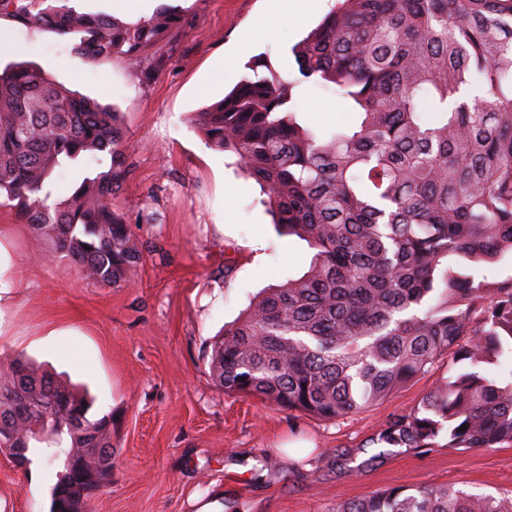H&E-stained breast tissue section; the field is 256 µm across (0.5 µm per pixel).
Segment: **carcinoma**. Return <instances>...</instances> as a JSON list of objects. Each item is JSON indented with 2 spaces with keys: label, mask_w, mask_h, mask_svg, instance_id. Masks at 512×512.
<instances>
[{
  "label": "carcinoma",
  "mask_w": 512,
  "mask_h": 512,
  "mask_svg": "<svg viewBox=\"0 0 512 512\" xmlns=\"http://www.w3.org/2000/svg\"><path fill=\"white\" fill-rule=\"evenodd\" d=\"M67 0H0V15L60 36L91 63L145 53L183 25L165 4L136 22L80 13ZM298 72L346 99L357 123L328 135L298 121L293 82L259 55L223 99L193 119L238 157L283 232L313 251L307 270L261 291L212 345L227 393L331 421L376 404L450 357L443 378L385 421L383 448L512 447V278L485 269L512 255V0H339L294 49ZM477 89L480 95L473 96ZM115 113L40 69H0V197L101 287L131 283L140 259L112 207L128 168ZM111 166L53 196L83 159ZM66 383L0 357V451L64 449L50 512H89L84 479L112 447ZM80 418L83 427L67 424ZM466 429H461V426ZM336 512H512L455 486L394 487Z\"/></svg>",
  "instance_id": "obj_1"
}]
</instances>
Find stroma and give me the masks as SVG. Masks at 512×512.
Here are the masks:
<instances>
[{
    "label": "stroma",
    "instance_id": "1",
    "mask_svg": "<svg viewBox=\"0 0 512 512\" xmlns=\"http://www.w3.org/2000/svg\"><path fill=\"white\" fill-rule=\"evenodd\" d=\"M183 17L143 65L89 64L74 40L0 17V66L29 62L120 115L131 149L114 200L141 261L132 284L84 281L67 259H42L47 241L16 207L0 206V355H23L88 392L112 417V479L90 512H334L388 488L456 486L512 498V447L394 448L365 442L449 374L440 359L393 396L333 421L228 394L210 374L212 343L263 289L302 275L307 243L279 235L259 185L233 154L208 144L191 117L220 100L266 54L294 81L299 119L322 134L356 121L343 98L303 80L292 47L315 28L291 24L296 0H150ZM234 60L211 82L217 57ZM360 469H336L337 452ZM58 463L18 466L0 452V512H49Z\"/></svg>",
    "mask_w": 512,
    "mask_h": 512
}]
</instances>
